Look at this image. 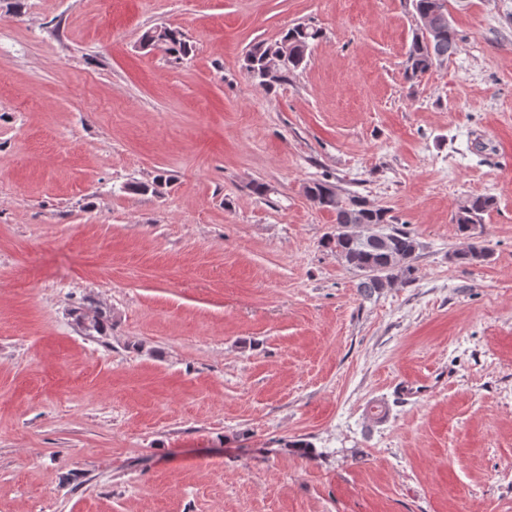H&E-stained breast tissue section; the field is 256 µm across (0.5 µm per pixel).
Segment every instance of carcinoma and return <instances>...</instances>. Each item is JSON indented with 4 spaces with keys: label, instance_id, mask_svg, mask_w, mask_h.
<instances>
[{
    "label": "carcinoma",
    "instance_id": "cac0c4a2",
    "mask_svg": "<svg viewBox=\"0 0 512 512\" xmlns=\"http://www.w3.org/2000/svg\"><path fill=\"white\" fill-rule=\"evenodd\" d=\"M412 5L419 18L434 10L446 9L445 0H412ZM319 37V30L296 25L275 42L259 41L252 44L245 54L244 68L260 85L272 89L288 81L290 74L307 63L310 46ZM142 42L146 47H165L177 60L191 52V45L184 34L170 27L161 26L146 31L142 35ZM432 42L433 47L430 48L420 34H414L404 62L407 79L414 80L429 72L438 61L435 52H456L457 35L450 21L446 20L438 26L432 35ZM304 191L315 206L334 214L338 226L353 224L370 228L394 222L388 209L373 205L359 195L342 197L325 181H313L305 186ZM494 206V199L488 196L480 195L470 199L455 214L459 230L470 232ZM391 233V240L384 250L376 248L365 238L340 232L330 236L324 246L333 250L349 268L361 273L379 274V277L366 278L359 284L362 292L371 296L391 287L399 279L410 280L414 272L419 241L411 233L394 227ZM489 257V251L476 243L452 253V259L463 265L482 263ZM79 323L89 334L96 332L103 335L107 329V317L100 310L90 317H80Z\"/></svg>",
    "mask_w": 512,
    "mask_h": 512
}]
</instances>
